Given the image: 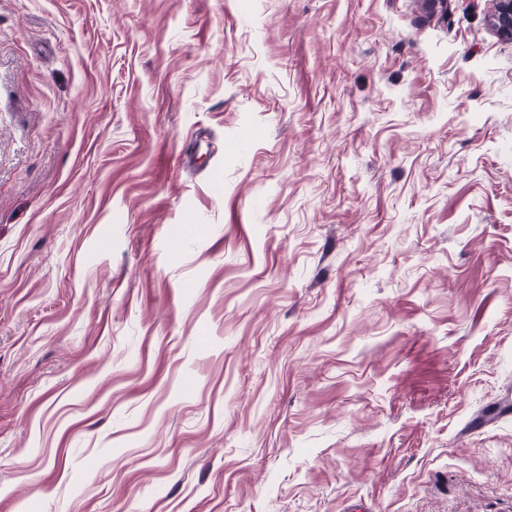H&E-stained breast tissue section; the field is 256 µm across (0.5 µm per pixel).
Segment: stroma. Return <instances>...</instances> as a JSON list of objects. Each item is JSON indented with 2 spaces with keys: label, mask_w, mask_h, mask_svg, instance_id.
<instances>
[{
  "label": "stroma",
  "mask_w": 512,
  "mask_h": 512,
  "mask_svg": "<svg viewBox=\"0 0 512 512\" xmlns=\"http://www.w3.org/2000/svg\"><path fill=\"white\" fill-rule=\"evenodd\" d=\"M493 3L0 0V512H512Z\"/></svg>",
  "instance_id": "obj_1"
}]
</instances>
